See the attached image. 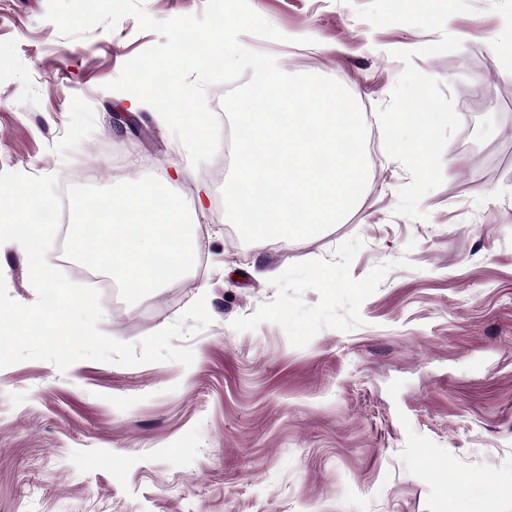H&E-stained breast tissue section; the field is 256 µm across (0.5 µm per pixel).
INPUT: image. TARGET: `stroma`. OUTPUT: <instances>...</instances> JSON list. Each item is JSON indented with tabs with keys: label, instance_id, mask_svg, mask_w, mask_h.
Returning <instances> with one entry per match:
<instances>
[{
	"label": "stroma",
	"instance_id": "1",
	"mask_svg": "<svg viewBox=\"0 0 512 512\" xmlns=\"http://www.w3.org/2000/svg\"><path fill=\"white\" fill-rule=\"evenodd\" d=\"M367 0H249L281 39L238 37L289 74L340 81L365 115L366 189L342 223L244 243L222 155L192 166L149 105L106 90L160 43L123 18L61 35L47 0H0V171L107 187L147 174L180 194L205 257L133 305L102 299V333L139 344L206 296L180 339L194 362L0 368V512H512V0H469L443 31L373 27ZM459 50L421 55L443 34ZM440 83L462 126L442 185L396 214L411 177L377 110L404 70ZM15 301L27 255L0 245Z\"/></svg>",
	"mask_w": 512,
	"mask_h": 512
}]
</instances>
